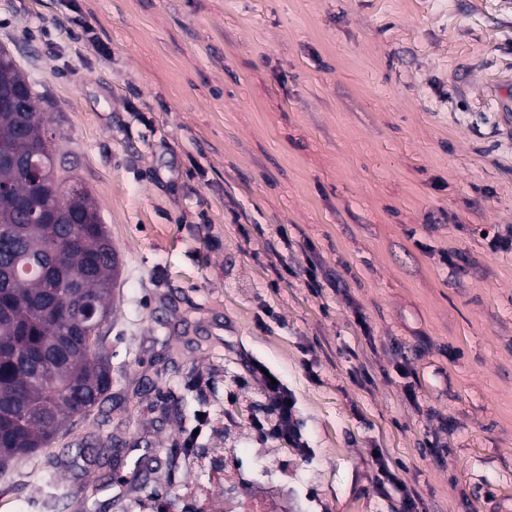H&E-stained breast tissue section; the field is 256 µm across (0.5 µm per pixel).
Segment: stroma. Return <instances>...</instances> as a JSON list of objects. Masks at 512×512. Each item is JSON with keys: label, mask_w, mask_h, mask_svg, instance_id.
Segmentation results:
<instances>
[{"label": "stroma", "mask_w": 512, "mask_h": 512, "mask_svg": "<svg viewBox=\"0 0 512 512\" xmlns=\"http://www.w3.org/2000/svg\"><path fill=\"white\" fill-rule=\"evenodd\" d=\"M0 46L120 262L110 397L0 512H188L225 467L270 512H404L380 456L417 512H512V0H0ZM251 359L307 455L252 439ZM374 482L381 489L388 491V489L391 488L396 492L402 493L404 496L405 511L412 512L415 509V502L407 492L406 483L399 477L395 470L389 467L381 456L377 458Z\"/></svg>", "instance_id": "1"}]
</instances>
